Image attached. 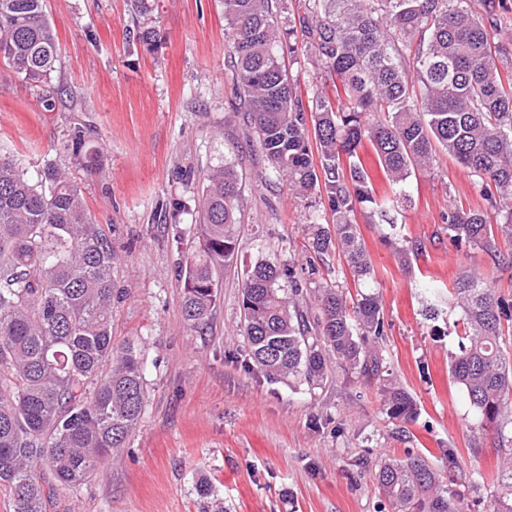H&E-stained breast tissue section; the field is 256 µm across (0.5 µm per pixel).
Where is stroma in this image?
<instances>
[{"label": "stroma", "mask_w": 512, "mask_h": 512, "mask_svg": "<svg viewBox=\"0 0 512 512\" xmlns=\"http://www.w3.org/2000/svg\"><path fill=\"white\" fill-rule=\"evenodd\" d=\"M44 0L58 35L48 84H30L0 62V150L37 177L69 169L95 224L111 239L112 277L123 297L112 311V342H141L147 403L117 456L79 491L51 492L46 512H200L207 478L225 512H385L374 466L406 451L425 454L466 512H489L501 458L460 387L449 376L457 338L447 321L422 314V284L440 296L463 269L479 268L512 303V266L453 244L443 230L450 207L486 208L475 177L448 155L416 173L410 207L395 226L361 224L376 273L386 378L416 399L409 442L392 435L377 381L326 357L317 385L272 381L248 353L241 312L244 270L261 258L293 268L308 285L353 290L345 260L310 266L309 210L278 179L236 111L222 0ZM146 32L133 39L132 30ZM66 103L47 110L48 88ZM103 142L102 172L79 164L75 127ZM232 160L243 177L240 246L220 274L221 297L208 328L181 313L178 270L197 241L203 176ZM426 250L404 268L396 249Z\"/></svg>", "instance_id": "35a3bbf8"}]
</instances>
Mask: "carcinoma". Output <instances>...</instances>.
<instances>
[{
    "label": "carcinoma",
    "mask_w": 512,
    "mask_h": 512,
    "mask_svg": "<svg viewBox=\"0 0 512 512\" xmlns=\"http://www.w3.org/2000/svg\"><path fill=\"white\" fill-rule=\"evenodd\" d=\"M44 0H0V60L26 81L54 71L57 33ZM286 0H223L231 80L254 140L272 170L300 199L315 195L308 252L339 250L360 287L358 298L332 285L313 289L315 325L297 304L291 270L259 259L243 271L244 336L250 359L267 377L324 380L328 348L358 374L377 379L374 345L384 336L375 271L357 214L394 226L390 212L409 202L405 185L446 153L477 177L496 213L450 208L449 240L497 256V238L512 240V68H502L512 31L471 0H304L280 25ZM301 33L314 64L334 88L307 108L286 58ZM73 150L100 169L103 144L75 128ZM381 172L378 192L363 157ZM240 175L224 163L204 177L198 244L181 266L182 314L208 325L218 301L219 270L234 256L241 233ZM111 242L88 214L70 173L49 166L33 180L0 152V485L13 512H45L44 474L75 489L124 447L145 410L147 383L139 343L112 346V308L122 292L112 280ZM461 312L458 352L449 373L492 430L503 458L491 512H512V355L503 351L502 320H512L486 277L462 271L448 295ZM388 419L409 439L418 408L406 389L382 379ZM374 478L393 512H461L456 495L423 456L407 452L375 465ZM203 512H224L212 486L200 481Z\"/></svg>",
    "instance_id": "obj_1"
}]
</instances>
